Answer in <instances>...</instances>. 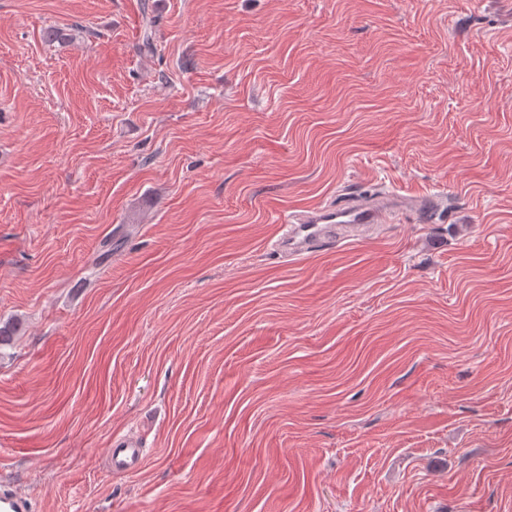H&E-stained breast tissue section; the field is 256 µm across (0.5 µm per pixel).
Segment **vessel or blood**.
<instances>
[{"label":"vessel or blood","mask_w":512,"mask_h":512,"mask_svg":"<svg viewBox=\"0 0 512 512\" xmlns=\"http://www.w3.org/2000/svg\"><path fill=\"white\" fill-rule=\"evenodd\" d=\"M433 206L427 198L407 199L387 192L358 195L345 204L327 205L303 214L290 213L283 220V234L275 248L283 257L300 260L318 248L335 245L337 235L360 238L388 214L399 215L412 209L425 215ZM109 454L111 472L129 473L141 466L145 450L138 441L119 437L114 439ZM0 512H32V505L21 492L1 486Z\"/></svg>","instance_id":"1"}]
</instances>
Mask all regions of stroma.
Returning <instances> with one entry per match:
<instances>
[{
    "mask_svg": "<svg viewBox=\"0 0 512 512\" xmlns=\"http://www.w3.org/2000/svg\"><path fill=\"white\" fill-rule=\"evenodd\" d=\"M0 322L32 512H512V0H0ZM433 206L431 199H407L389 192L356 195L343 205H327L304 214H287L283 220L284 233L275 248L287 259L300 260L318 248L334 246L336 234L358 239L373 224L386 220L388 213L396 216L410 208L427 215ZM110 472L129 473L137 470L145 457V448L137 440L126 437L114 439L109 449Z\"/></svg>",
    "mask_w": 512,
    "mask_h": 512,
    "instance_id": "obj_1",
    "label": "stroma"
}]
</instances>
